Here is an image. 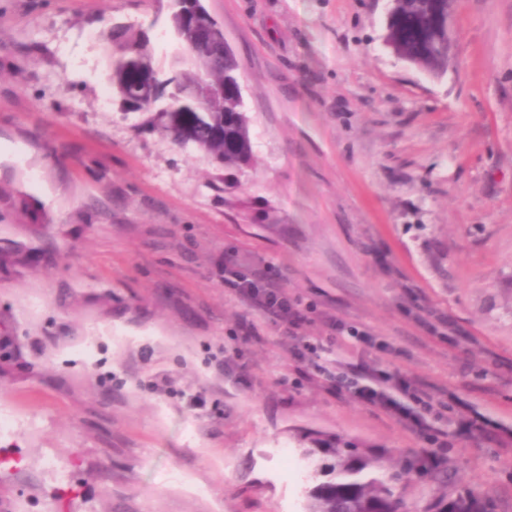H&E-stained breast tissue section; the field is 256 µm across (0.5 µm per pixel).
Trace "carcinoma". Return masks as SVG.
<instances>
[{
  "instance_id": "obj_1",
  "label": "carcinoma",
  "mask_w": 512,
  "mask_h": 512,
  "mask_svg": "<svg viewBox=\"0 0 512 512\" xmlns=\"http://www.w3.org/2000/svg\"><path fill=\"white\" fill-rule=\"evenodd\" d=\"M389 41L393 47L415 59V65L433 76L448 71V48L438 36L444 25V5L439 0H393L390 8ZM107 78L121 107L134 105L143 124L169 138L173 143L207 155L215 163L241 171L252 160L250 119L243 101L236 97L240 85L239 64L232 53L222 56L199 52L187 64L205 74L213 83L224 85V97L213 98L199 108L184 98L181 112L168 111L169 100L154 97L136 85L132 70L133 51L157 63L150 37L137 31L126 32L123 41L105 43ZM334 458L331 464L315 466L308 475L310 485L304 491L303 512H402V494L393 485L402 474L385 475L377 469L378 461L367 454L353 455L352 448H328ZM422 473L437 486L448 485L446 468H429L415 460L405 473ZM447 512H497L495 501H479L477 491L470 487L457 490L455 503Z\"/></svg>"
}]
</instances>
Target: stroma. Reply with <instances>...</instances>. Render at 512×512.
I'll return each mask as SVG.
<instances>
[{
	"instance_id": "35a3bbf8",
	"label": "stroma",
	"mask_w": 512,
	"mask_h": 512,
	"mask_svg": "<svg viewBox=\"0 0 512 512\" xmlns=\"http://www.w3.org/2000/svg\"><path fill=\"white\" fill-rule=\"evenodd\" d=\"M203 3L241 65L233 174L113 99L98 32L164 57L169 0H0V239L33 248L0 263V512H302L310 439L394 470L429 435L443 501L470 484L512 512V0H457L439 78L385 46L389 0ZM228 253L274 264L349 378L438 395L423 428L291 359Z\"/></svg>"
}]
</instances>
